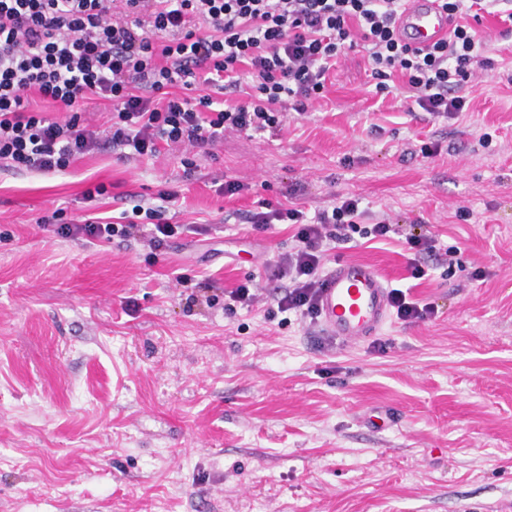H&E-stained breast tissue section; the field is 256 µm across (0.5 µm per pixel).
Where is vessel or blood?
I'll return each instance as SVG.
<instances>
[{
  "mask_svg": "<svg viewBox=\"0 0 512 512\" xmlns=\"http://www.w3.org/2000/svg\"><path fill=\"white\" fill-rule=\"evenodd\" d=\"M397 27L410 46L424 48L447 35L449 22L438 0H406ZM389 310L387 285L373 265L342 262L325 275L317 318L336 340L351 344L375 336Z\"/></svg>",
  "mask_w": 512,
  "mask_h": 512,
  "instance_id": "vessel-or-blood-1",
  "label": "vessel or blood"
}]
</instances>
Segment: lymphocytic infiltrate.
I'll use <instances>...</instances> for the list:
<instances>
[{
	"mask_svg": "<svg viewBox=\"0 0 512 512\" xmlns=\"http://www.w3.org/2000/svg\"><path fill=\"white\" fill-rule=\"evenodd\" d=\"M405 0H0V169L62 172L101 148H128L154 157L162 146L214 147L229 132L277 131L288 109L303 111L318 99L345 48L362 44L373 73H401L420 109L431 118L463 111L464 87L486 65L482 39L461 17L470 6L490 12L512 0H442L451 28L420 50L405 43L397 19ZM254 95L227 105L181 89L195 84L240 87ZM67 111L57 121L29 109L30 96ZM112 108L109 126L85 125L81 106ZM147 227L103 217L57 225L64 239L112 241L142 230L151 250L168 246L180 227L146 207ZM267 230L293 225L296 245L275 264L286 281L280 312L315 317L322 260L332 242L353 234L371 239L403 237L415 260L412 275L428 271L422 256L430 238L401 228L388 215H369L343 197L314 213L292 205L245 214ZM435 254V253H434Z\"/></svg>",
	"mask_w": 512,
	"mask_h": 512,
	"instance_id": "lymphocytic-infiltrate-1",
	"label": "lymphocytic infiltrate"
}]
</instances>
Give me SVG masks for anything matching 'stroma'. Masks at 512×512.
<instances>
[{
  "mask_svg": "<svg viewBox=\"0 0 512 512\" xmlns=\"http://www.w3.org/2000/svg\"><path fill=\"white\" fill-rule=\"evenodd\" d=\"M479 29L491 67L451 119L402 78L377 92L357 45L280 132L0 172V512H512V21ZM98 183L102 217L179 188L164 217L188 232L153 256L42 225ZM353 195L455 262L415 279L398 239L335 243L326 266L373 264L435 309L343 345L277 310L265 269L292 226L242 216ZM247 281L255 302L225 310Z\"/></svg>",
  "mask_w": 512,
  "mask_h": 512,
  "instance_id": "1",
  "label": "stroma"
}]
</instances>
